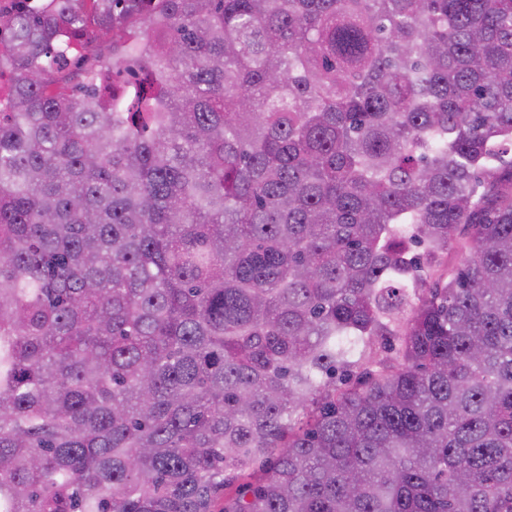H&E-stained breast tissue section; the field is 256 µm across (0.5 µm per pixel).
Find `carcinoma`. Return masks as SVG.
Masks as SVG:
<instances>
[{"label": "carcinoma", "mask_w": 512, "mask_h": 512, "mask_svg": "<svg viewBox=\"0 0 512 512\" xmlns=\"http://www.w3.org/2000/svg\"><path fill=\"white\" fill-rule=\"evenodd\" d=\"M15 2L0 512H512V0Z\"/></svg>", "instance_id": "1"}]
</instances>
